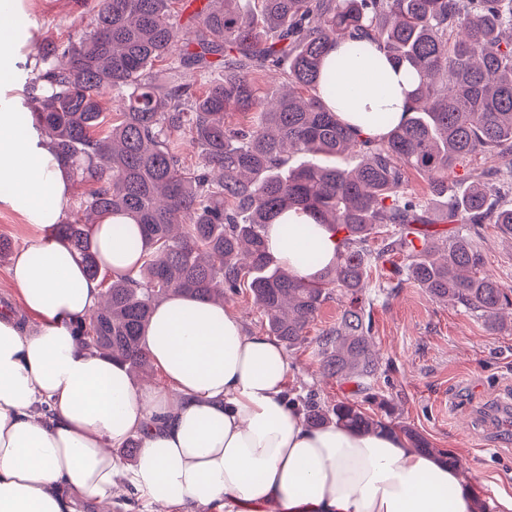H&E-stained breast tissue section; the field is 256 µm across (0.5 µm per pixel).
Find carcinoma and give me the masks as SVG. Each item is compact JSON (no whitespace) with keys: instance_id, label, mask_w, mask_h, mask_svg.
I'll return each instance as SVG.
<instances>
[{"instance_id":"1","label":"carcinoma","mask_w":512,"mask_h":512,"mask_svg":"<svg viewBox=\"0 0 512 512\" xmlns=\"http://www.w3.org/2000/svg\"><path fill=\"white\" fill-rule=\"evenodd\" d=\"M97 0L95 24L76 43L37 46L47 69L28 105L59 157L92 185L54 228L104 304L81 323L86 347L132 369L149 366L144 332L154 306L170 295L221 301L248 289L269 335L293 349L323 305L345 304L336 325L314 339L322 374L352 380L364 400L312 402L313 427L338 423L392 433L391 400L373 392L379 366L363 293L369 274L399 256L391 289L413 284L452 302L495 330L512 318V287L486 270L482 224L512 239V203L496 172L468 165L494 153L512 179V0ZM188 17L183 25L176 18ZM355 56L376 47L410 69L405 118L380 140L362 139L320 96L323 61L336 41ZM277 68L288 93L269 101L254 78ZM193 75L194 81L187 80ZM105 93L120 101L108 122ZM242 112L248 125L224 122ZM199 148L189 164L180 137ZM357 152L349 169L328 159ZM471 178L461 195L448 176ZM427 182L407 188L409 172ZM455 224L448 236L435 228ZM286 209L308 214L336 236V259L303 278L268 246L267 228ZM126 216L138 224L131 247L141 264L107 276L80 214ZM382 246H374L375 242ZM384 412H369L366 405Z\"/></svg>"}]
</instances>
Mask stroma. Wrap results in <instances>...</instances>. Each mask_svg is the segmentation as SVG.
<instances>
[{
  "mask_svg": "<svg viewBox=\"0 0 512 512\" xmlns=\"http://www.w3.org/2000/svg\"><path fill=\"white\" fill-rule=\"evenodd\" d=\"M96 0H33L29 20L36 42H73L89 29ZM486 268L512 287V241L485 224ZM394 263L374 272L367 296L380 369L376 390L392 399L398 424L411 427L461 462L459 474L490 512H505L501 489L512 486V324L490 330L453 303L431 301L405 285L391 294L379 284ZM290 400L330 403L354 398L351 383L323 376L313 345L290 350Z\"/></svg>",
  "mask_w": 512,
  "mask_h": 512,
  "instance_id": "1",
  "label": "stroma"
}]
</instances>
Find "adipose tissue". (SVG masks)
Returning <instances> with one entry per match:
<instances>
[{"mask_svg": "<svg viewBox=\"0 0 512 512\" xmlns=\"http://www.w3.org/2000/svg\"><path fill=\"white\" fill-rule=\"evenodd\" d=\"M31 0H0V207L24 216L31 240L10 276L37 324L21 329L0 313V512H82L112 506L118 483L154 512H472L456 472L397 433L360 434L340 425L308 428L285 396L290 362L266 335L246 333L224 305L174 295L156 306L144 350L162 381L135 387L129 374L86 348L77 322L99 305L66 242L47 238L71 202L73 171L34 131L17 102L28 64ZM328 67L341 83L320 93L363 138L401 122L410 88L404 71L332 45ZM94 233L105 267L137 269L134 224ZM268 245L299 276L336 256L337 240L302 212H284ZM314 257V264L303 261ZM133 466L113 453L130 436Z\"/></svg>", "mask_w": 512, "mask_h": 512, "instance_id": "1", "label": "adipose tissue"}]
</instances>
